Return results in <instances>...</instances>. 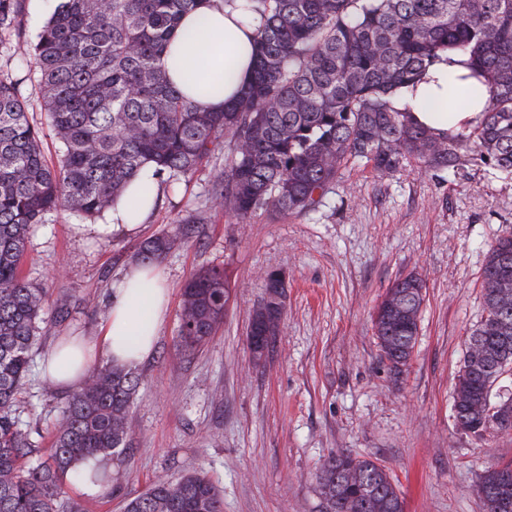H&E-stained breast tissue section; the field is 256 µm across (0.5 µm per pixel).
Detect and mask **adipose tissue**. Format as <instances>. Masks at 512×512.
<instances>
[{
	"label": "adipose tissue",
	"mask_w": 512,
	"mask_h": 512,
	"mask_svg": "<svg viewBox=\"0 0 512 512\" xmlns=\"http://www.w3.org/2000/svg\"><path fill=\"white\" fill-rule=\"evenodd\" d=\"M248 0H200L185 15L160 66L169 82L191 98L199 110L221 112L236 102L251 78L257 23L249 19ZM460 57L441 53L410 87L393 97L398 109H412L429 128L459 131L470 125L487 99L479 94L460 106L448 94V74L458 70ZM161 192L154 167H144L112 204L103 224H89L86 234L98 239L137 233L147 223ZM168 305L166 274L156 264H134L112 288L107 317L97 337L64 336L48 354L45 375L57 386L86 385L97 354L109 363L129 367L150 358Z\"/></svg>",
	"instance_id": "adipose-tissue-1"
}]
</instances>
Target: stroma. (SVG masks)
<instances>
[{
    "label": "stroma",
    "instance_id": "1",
    "mask_svg": "<svg viewBox=\"0 0 512 512\" xmlns=\"http://www.w3.org/2000/svg\"><path fill=\"white\" fill-rule=\"evenodd\" d=\"M223 170L218 153L171 182L136 234L85 237L81 218L63 212L27 243L28 279L70 298L66 319L35 353L23 395L32 438L46 448L68 392L43 376L45 354L59 337L98 335L112 287L142 241L188 215L207 219L199 237L159 260L168 313L152 357L136 367L126 461L95 495L65 480L66 497L85 512H123L155 481L202 470L222 490L224 512H324L320 467L351 452L388 470L406 512H482L479 477L512 460V433L459 430L453 396L465 341L483 315L487 251L512 228V178L379 174L360 164L342 172L318 211L240 222L208 210ZM212 268L234 283L233 297L211 340L185 355L176 347L182 288ZM270 270L285 278L284 311L257 361L247 333ZM410 273L425 281L426 298L414 352L397 369L382 355L373 316L392 283Z\"/></svg>",
    "mask_w": 512,
    "mask_h": 512
}]
</instances>
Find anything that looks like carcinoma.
Returning <instances> with one entry per match:
<instances>
[{
  "instance_id": "obj_1",
  "label": "carcinoma",
  "mask_w": 512,
  "mask_h": 512,
  "mask_svg": "<svg viewBox=\"0 0 512 512\" xmlns=\"http://www.w3.org/2000/svg\"><path fill=\"white\" fill-rule=\"evenodd\" d=\"M26 0H0V60L21 48L33 56L41 110L59 144L47 160L30 119L24 79L0 76V512H58L63 478L88 458L121 463L133 441L130 369L95 367V382L74 391L39 449L20 397L32 357L50 333L47 291L27 279L23 261L39 224L69 211L95 222L147 163L163 182L192 174L224 152L215 207L244 221L316 210L340 171L363 162L379 173L417 166L467 173L489 167L512 177V0H250L258 22L254 74L222 112H201L158 66L184 14L198 0H61L32 43L22 40ZM443 51L463 72L448 94L489 97L476 123L436 133L392 95L417 82ZM188 215L142 243L151 262L198 233ZM485 316L467 341L454 389L455 425L475 437L512 432V397L499 394L497 370L512 361V231L488 250ZM426 286L408 274L378 305L375 334L384 357L404 366L419 334ZM232 296L218 270L194 274L183 289L179 346L200 350L224 321ZM46 455L37 466L23 458ZM325 512H405L383 465L350 453L319 471ZM483 512H512V461L480 476ZM124 512H224L219 486L189 471L159 480Z\"/></svg>"
}]
</instances>
